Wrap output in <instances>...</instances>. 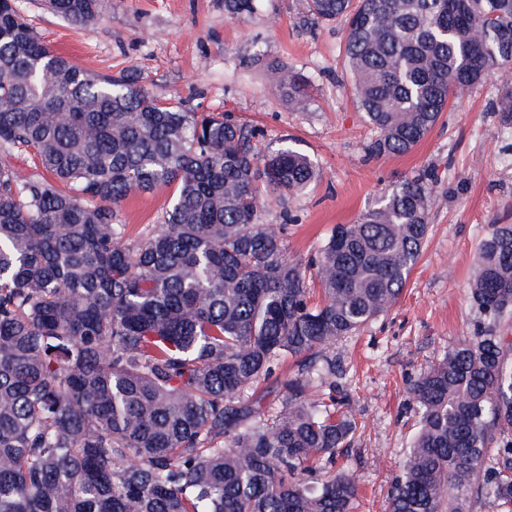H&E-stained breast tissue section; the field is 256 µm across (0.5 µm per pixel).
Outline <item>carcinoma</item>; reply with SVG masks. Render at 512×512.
<instances>
[{
	"label": "carcinoma",
	"instance_id": "cac0c4a2",
	"mask_svg": "<svg viewBox=\"0 0 512 512\" xmlns=\"http://www.w3.org/2000/svg\"><path fill=\"white\" fill-rule=\"evenodd\" d=\"M76 25L98 0H46ZM341 22L370 154L411 151L450 98L512 69V0H310ZM272 83L309 99L283 67ZM495 111L512 123V85ZM231 113L195 112L131 77L94 78L0 0V512H353L336 468L361 428L313 399L336 342L400 298L430 226L418 171L309 268L261 192L320 176L291 147L265 153ZM33 162L21 172L9 159ZM173 189L137 238L132 195ZM488 319L409 387L418 431L385 512L512 507V224H493L470 283ZM292 357L301 370L275 375ZM274 382L280 404L266 402Z\"/></svg>",
	"mask_w": 512,
	"mask_h": 512
}]
</instances>
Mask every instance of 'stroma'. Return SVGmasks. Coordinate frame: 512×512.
Listing matches in <instances>:
<instances>
[{
	"mask_svg": "<svg viewBox=\"0 0 512 512\" xmlns=\"http://www.w3.org/2000/svg\"><path fill=\"white\" fill-rule=\"evenodd\" d=\"M16 6L44 43L89 74L135 75L195 111L233 113L261 145H289L314 159L318 182L268 196L263 208L265 223H286L288 255L301 263L406 176L432 172L431 232L401 297L333 349L336 396L364 424L339 458L358 483L354 512H384L417 431L408 386L449 345L475 334L481 315L469 284L479 244L491 225L512 224V127L494 110L505 74L451 98L410 153L372 158L344 27L314 23L308 0H258L256 10L233 17L224 0H99L96 19L82 26L48 13L44 0ZM280 66L308 80L306 106L289 104L272 84L269 71ZM171 195L166 188L122 203L130 237L160 223Z\"/></svg>",
	"mask_w": 512,
	"mask_h": 512,
	"instance_id": "1",
	"label": "stroma"
}]
</instances>
